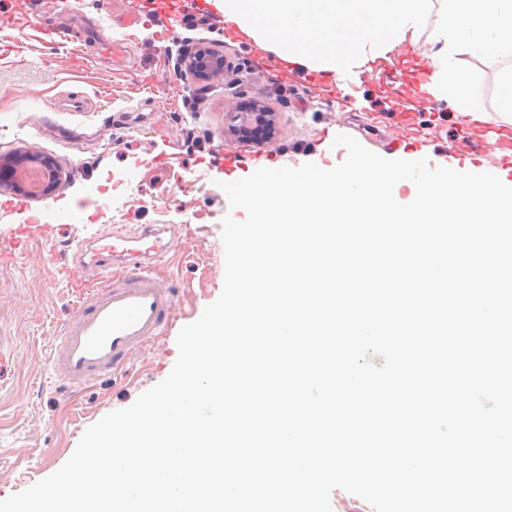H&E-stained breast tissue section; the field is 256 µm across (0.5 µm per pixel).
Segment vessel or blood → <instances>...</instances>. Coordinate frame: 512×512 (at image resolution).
<instances>
[{
    "label": "vessel or blood",
    "mask_w": 512,
    "mask_h": 512,
    "mask_svg": "<svg viewBox=\"0 0 512 512\" xmlns=\"http://www.w3.org/2000/svg\"><path fill=\"white\" fill-rule=\"evenodd\" d=\"M479 155L496 154L512 167V125L484 122L467 130ZM27 225L0 233V261L23 251ZM165 230L157 224L132 235L96 233L78 243L66 279L78 302L54 343L49 366L56 377L78 387L117 370L133 351L166 333L176 309L172 290L157 280L158 260L167 253Z\"/></svg>",
    "instance_id": "obj_1"
}]
</instances>
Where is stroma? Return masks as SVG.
<instances>
[{
    "instance_id": "stroma-1",
    "label": "stroma",
    "mask_w": 512,
    "mask_h": 512,
    "mask_svg": "<svg viewBox=\"0 0 512 512\" xmlns=\"http://www.w3.org/2000/svg\"><path fill=\"white\" fill-rule=\"evenodd\" d=\"M141 19L126 24L131 3ZM11 17L0 26V155L37 153L67 178L26 209H0V228L28 224L25 254L0 262V499L61 468L85 430L107 413L132 405L163 381L177 357L180 329L221 294V221L229 204L221 185L260 168L330 166L344 148L337 135L388 156L427 152L463 156L466 141L446 102L413 94V72L431 44L422 36L390 74H362L352 92H327L305 82L303 69H274L271 53L233 33L216 5L192 0L157 12L152 0H0ZM128 50L113 62L100 43ZM221 53L222 78L203 82L180 70L183 54L199 47ZM81 98L87 109L67 112ZM259 104L273 114L267 138L231 142L230 113ZM412 117L403 126V114ZM232 148L236 162L219 167ZM97 207L92 224L61 225L59 214ZM143 224L171 225L160 283L175 293L177 319L146 343L127 369L66 393L45 364L61 325L75 309L64 271L76 240L93 233H131Z\"/></svg>"
}]
</instances>
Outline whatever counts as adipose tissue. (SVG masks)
Segmentation results:
<instances>
[{
  "label": "adipose tissue",
  "mask_w": 512,
  "mask_h": 512,
  "mask_svg": "<svg viewBox=\"0 0 512 512\" xmlns=\"http://www.w3.org/2000/svg\"><path fill=\"white\" fill-rule=\"evenodd\" d=\"M224 20L290 62L348 79L393 62L431 30L425 88L463 124L486 120L475 103L479 58L497 67L498 115L512 123V0H222Z\"/></svg>",
  "instance_id": "ef3b65f1"
}]
</instances>
